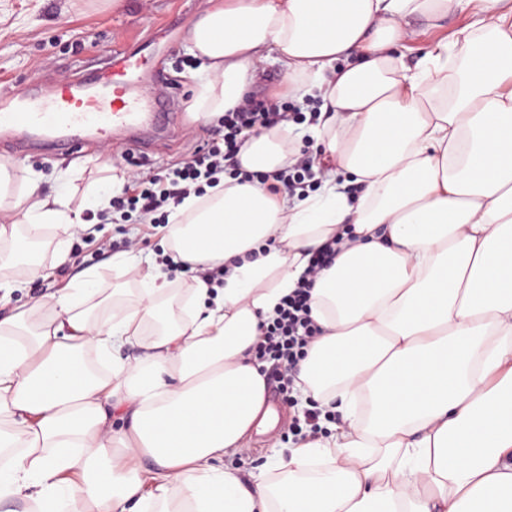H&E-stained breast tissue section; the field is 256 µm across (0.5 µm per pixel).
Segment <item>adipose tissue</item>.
Segmentation results:
<instances>
[{
    "instance_id": "ef3b65f1",
    "label": "adipose tissue",
    "mask_w": 512,
    "mask_h": 512,
    "mask_svg": "<svg viewBox=\"0 0 512 512\" xmlns=\"http://www.w3.org/2000/svg\"><path fill=\"white\" fill-rule=\"evenodd\" d=\"M458 12L469 24L407 65L411 20ZM188 40L196 119L277 55L285 94L321 102L330 167L304 198L229 177L185 198L168 248L186 287L121 251L111 289L90 267L0 317V494L28 512H512V0H206ZM298 148L285 122L239 160L270 173ZM75 175L52 193L28 178L0 208L1 278L39 276L37 240L68 262L89 228ZM334 237L295 387L341 422L241 477L224 459L279 422L262 326Z\"/></svg>"
}]
</instances>
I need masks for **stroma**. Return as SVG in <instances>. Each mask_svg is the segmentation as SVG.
I'll list each match as a JSON object with an SVG mask.
<instances>
[{
    "label": "stroma",
    "mask_w": 512,
    "mask_h": 512,
    "mask_svg": "<svg viewBox=\"0 0 512 512\" xmlns=\"http://www.w3.org/2000/svg\"><path fill=\"white\" fill-rule=\"evenodd\" d=\"M204 6V0H122L117 8L111 7L108 0H0V95L33 83L51 85L61 80H83L102 67L107 50L132 46L149 30L168 21L178 23L176 39L161 42L153 57L154 63L180 83L174 132L156 140L147 150L137 147L128 133L118 132L106 146L89 137L81 150L54 152L20 148L9 135L0 133V157L10 160L13 166V191L23 189L33 172L41 175L42 190L51 191L57 186L58 172L75 164L82 168L83 175L69 190L73 205L78 206L89 184L106 179L109 168L129 173L139 168L161 171L184 161L198 147L207 146L218 126L196 120L191 110L195 96L193 75L200 62L187 48L188 31ZM466 22V16L460 13L436 23L414 20L418 36L407 54L408 63H415L431 43ZM139 222V212L126 208L114 211L112 223L100 237L103 250L82 249L81 238L73 237L67 248L81 250L82 255L62 266L53 263L54 244L42 246L35 259L46 267L47 276L14 290L13 304L32 302L44 293L64 287L78 271L90 266L101 267L103 285L111 287L115 275L104 262L112 254L127 250L130 237L140 233ZM268 395L283 416L278 431L251 443L244 460L225 459V466L246 474L264 463L274 449L298 443L290 420L304 416L299 399L294 393H283L273 386L269 387Z\"/></svg>",
    "instance_id": "stroma-1"
}]
</instances>
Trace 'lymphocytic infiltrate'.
I'll return each instance as SVG.
<instances>
[{"label": "lymphocytic infiltrate", "instance_id": "1", "mask_svg": "<svg viewBox=\"0 0 512 512\" xmlns=\"http://www.w3.org/2000/svg\"><path fill=\"white\" fill-rule=\"evenodd\" d=\"M287 118L288 106L280 102L251 101L226 112L220 120L223 135L219 142L198 149L179 167L157 172L145 180H132L127 194L113 198L112 204L139 208L142 214L151 216V225L156 228L167 224L165 211L169 206L180 204L192 193L204 195L206 187L218 185V176L224 172L242 182L259 180L274 193L295 194L312 170L309 159H301L297 165L272 175L244 171L237 160L251 134L274 127ZM311 288V282H302L282 298L263 328V341L255 349L258 362L270 365L285 390L292 387L296 367L319 332L310 316Z\"/></svg>", "mask_w": 512, "mask_h": 512}]
</instances>
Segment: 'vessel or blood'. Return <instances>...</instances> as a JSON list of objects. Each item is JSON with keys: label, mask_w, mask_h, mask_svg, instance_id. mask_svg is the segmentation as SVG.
Listing matches in <instances>:
<instances>
[{"label": "vessel or blood", "mask_w": 512, "mask_h": 512, "mask_svg": "<svg viewBox=\"0 0 512 512\" xmlns=\"http://www.w3.org/2000/svg\"><path fill=\"white\" fill-rule=\"evenodd\" d=\"M144 62L137 51L115 48L106 72L91 78V91L62 81L42 90L31 85L0 95V129L22 143L37 138L46 146L77 149L85 135L106 142L117 126L153 121L150 106L129 94L133 74Z\"/></svg>", "instance_id": "obj_1"}]
</instances>
